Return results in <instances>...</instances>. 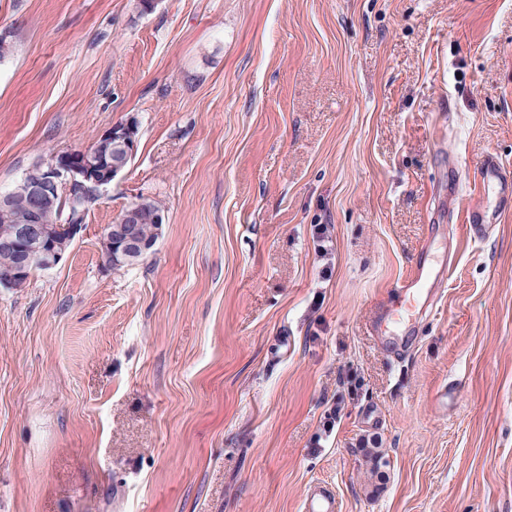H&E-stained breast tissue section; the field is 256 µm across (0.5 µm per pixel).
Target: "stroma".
Wrapping results in <instances>:
<instances>
[{
	"label": "stroma",
	"mask_w": 512,
	"mask_h": 512,
	"mask_svg": "<svg viewBox=\"0 0 512 512\" xmlns=\"http://www.w3.org/2000/svg\"><path fill=\"white\" fill-rule=\"evenodd\" d=\"M0 0V193L136 118L65 257L0 288V512H512V0ZM155 201L152 251L100 234ZM402 360L369 324L426 243ZM455 385L447 412L437 393ZM478 180L484 194L512 195V170L505 166L497 155L488 154L478 169ZM501 216L497 210L490 207L481 199L468 203L465 211V221L469 235L474 240H482L489 235L494 224ZM303 512H340V504L329 488L317 486L307 495Z\"/></svg>",
	"instance_id": "stroma-1"
}]
</instances>
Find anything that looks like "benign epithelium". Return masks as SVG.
Wrapping results in <instances>:
<instances>
[{
    "mask_svg": "<svg viewBox=\"0 0 512 512\" xmlns=\"http://www.w3.org/2000/svg\"><path fill=\"white\" fill-rule=\"evenodd\" d=\"M137 121L108 129L91 147L80 150L53 153L49 158L28 169L22 178V193L28 201V220L17 225L12 234L0 238V249L17 257L12 270L0 277V286L10 288L15 280L27 275L30 269H50L63 258L66 250L60 241H70L83 229L85 215L82 211L68 213L63 224H42V210L54 204L62 192L99 196L107 182L99 178L104 160L100 147L112 146L110 179H116L128 166L136 151ZM141 202L128 205L111 224L104 226L101 239L112 244V260L120 265L144 258L152 249V243L143 239L139 230Z\"/></svg>",
    "mask_w": 512,
    "mask_h": 512,
    "instance_id": "1",
    "label": "benign epithelium"
}]
</instances>
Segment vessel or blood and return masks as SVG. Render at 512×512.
<instances>
[{"label": "vessel or blood", "instance_id": "vessel-or-blood-1", "mask_svg": "<svg viewBox=\"0 0 512 512\" xmlns=\"http://www.w3.org/2000/svg\"><path fill=\"white\" fill-rule=\"evenodd\" d=\"M478 180L483 192L512 195V168L505 166L497 155L484 157ZM498 218V211L490 209L483 200H471L465 211L470 237L486 238ZM446 275V265L440 264L426 271H415L401 282L402 305L381 307L371 321L372 330L384 349L392 353L404 350L409 341L405 334L407 327L413 317L430 314ZM303 512H340V504L329 488L318 486L307 495Z\"/></svg>", "mask_w": 512, "mask_h": 512}]
</instances>
